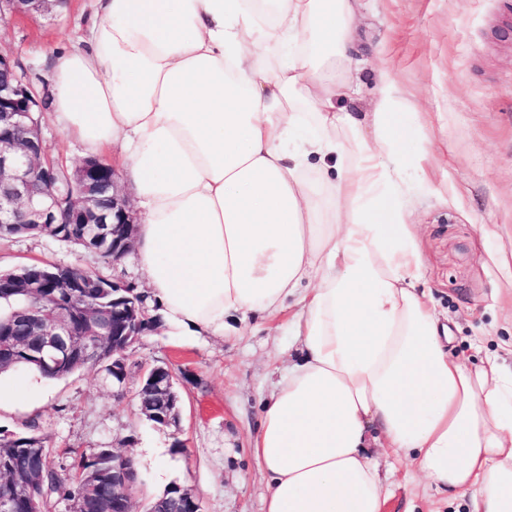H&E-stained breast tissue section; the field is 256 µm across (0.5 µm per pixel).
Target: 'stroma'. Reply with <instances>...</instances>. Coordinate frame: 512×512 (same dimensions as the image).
I'll list each match as a JSON object with an SVG mask.
<instances>
[{"instance_id": "stroma-1", "label": "stroma", "mask_w": 512, "mask_h": 512, "mask_svg": "<svg viewBox=\"0 0 512 512\" xmlns=\"http://www.w3.org/2000/svg\"><path fill=\"white\" fill-rule=\"evenodd\" d=\"M90 14V0H67L53 15L0 20V51L11 54L37 91L52 89L50 59ZM350 72L359 81L351 107L372 111L380 72L395 81L410 121L397 164L410 188L406 221L437 310L453 326L454 352L474 359L497 352L512 367V0H360ZM47 153L64 167L82 160L43 110ZM429 161L416 165L421 148ZM92 270L143 288L132 259L120 264L43 236L0 239V272L33 262ZM286 329L253 319L226 337L184 341L161 332L125 351L126 388L114 397L103 365L62 379L28 371L0 377L32 387L30 404L0 411V430L47 436L60 462L68 451L109 448L139 469L136 512L173 484L188 488L203 512H265L266 482L250 441L282 369L300 355ZM166 363L181 396L178 424L160 426L138 410L142 369ZM374 455L390 496L384 512H467L466 500L405 479L407 462Z\"/></svg>"}]
</instances>
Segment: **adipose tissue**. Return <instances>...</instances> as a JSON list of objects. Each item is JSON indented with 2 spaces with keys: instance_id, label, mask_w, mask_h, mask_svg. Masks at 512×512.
I'll use <instances>...</instances> for the list:
<instances>
[{
  "instance_id": "ef3b65f1",
  "label": "adipose tissue",
  "mask_w": 512,
  "mask_h": 512,
  "mask_svg": "<svg viewBox=\"0 0 512 512\" xmlns=\"http://www.w3.org/2000/svg\"><path fill=\"white\" fill-rule=\"evenodd\" d=\"M358 9L93 0L51 61L53 117L123 169L164 327L258 316L300 338L251 440L266 512H383L376 443L470 512H512V369L449 349L405 222L393 79L373 111L347 106Z\"/></svg>"
}]
</instances>
